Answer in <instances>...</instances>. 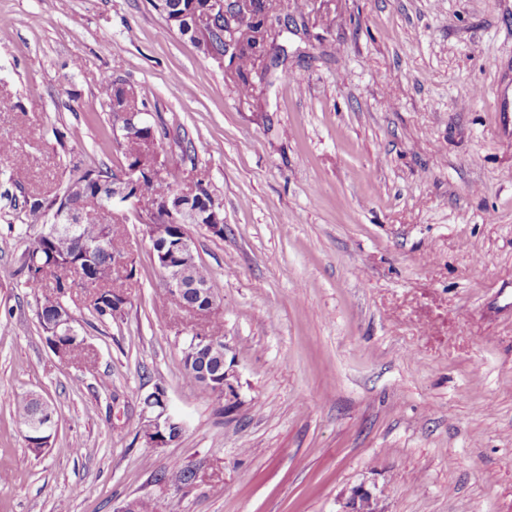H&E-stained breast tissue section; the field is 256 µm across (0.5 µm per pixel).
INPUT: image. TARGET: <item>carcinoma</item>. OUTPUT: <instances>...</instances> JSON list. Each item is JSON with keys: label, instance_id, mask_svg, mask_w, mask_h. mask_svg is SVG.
<instances>
[{"label": "carcinoma", "instance_id": "obj_1", "mask_svg": "<svg viewBox=\"0 0 512 512\" xmlns=\"http://www.w3.org/2000/svg\"><path fill=\"white\" fill-rule=\"evenodd\" d=\"M267 0H243L241 3H230L227 9L251 19L258 15H266ZM168 15L190 10L203 13L206 0H166ZM252 34L246 38L228 43L225 41L224 23L217 16L211 30L210 56L217 59L229 57L238 62L239 66L252 63L261 53L271 54L274 44H264L263 26L252 23ZM103 95L112 111H138L145 109V103L139 92L132 86L124 87L114 84L108 79L104 84ZM125 166L133 167L142 162H151L155 150L138 132L129 133L120 142ZM86 191L84 195V220L78 235L67 233L57 234L51 238L38 233L22 254V268L27 270V283L32 289L43 287V282L53 279V292L41 298L36 308V318L46 333V340L52 346H69V353L74 354L85 350L84 338L78 334L72 336L56 335L54 324L58 311L64 308L63 298L71 288L80 286L92 290L91 306L99 319L113 318L123 311L125 298L112 301L113 276L124 272L131 278L129 269L131 261L121 262L120 258L128 257V252L119 243V237L112 224L100 219L95 208V201L100 198V191H108L109 186L117 178L116 173L108 168H89ZM184 171L177 165L166 172L164 180L144 181L142 190L148 194L166 195L182 189ZM67 199L63 189L51 195L32 196L25 200L30 223L45 226L49 224L54 211L61 209ZM190 278L207 285L215 296H220L217 279L201 264L190 268ZM39 403L27 394L18 396L13 404L14 418L27 425L39 416Z\"/></svg>", "mask_w": 512, "mask_h": 512}]
</instances>
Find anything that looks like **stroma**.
Instances as JSON below:
<instances>
[{
	"label": "stroma",
	"instance_id": "1",
	"mask_svg": "<svg viewBox=\"0 0 512 512\" xmlns=\"http://www.w3.org/2000/svg\"><path fill=\"white\" fill-rule=\"evenodd\" d=\"M272 5L287 59L241 73L150 0H0V512H343L359 486L379 512H512V0ZM106 76L221 203L223 234L187 231L223 288L205 315L167 301L124 207L122 314L65 299L89 364L35 317L24 201L76 164L120 171ZM200 330L223 336L239 400L186 377ZM159 383L185 429L150 448ZM28 391L56 410L38 452L11 411Z\"/></svg>",
	"mask_w": 512,
	"mask_h": 512
}]
</instances>
